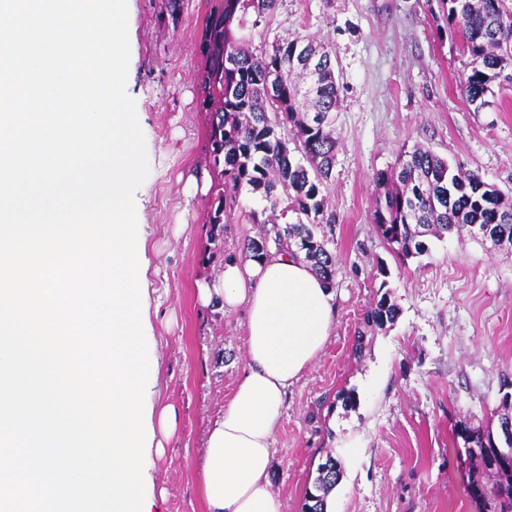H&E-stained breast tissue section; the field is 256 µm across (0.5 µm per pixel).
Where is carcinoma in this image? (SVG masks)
<instances>
[{
    "mask_svg": "<svg viewBox=\"0 0 512 512\" xmlns=\"http://www.w3.org/2000/svg\"><path fill=\"white\" fill-rule=\"evenodd\" d=\"M276 3L223 0L207 19L200 45L205 59L201 107L210 114L212 161L221 168L210 223H224L243 188L261 193L271 212L291 213L294 219L272 222L262 236L248 240L247 251L259 258L269 253L271 243L279 251L293 248L331 287L336 257L317 238L315 227L324 220L322 188L336 154L331 128L339 108L336 73L324 46L315 79L298 67L303 52L314 44L308 36L278 42L269 54L249 51L244 32L266 21ZM442 7L474 62L459 90L481 109L489 104L492 84L503 71L512 72V0H442ZM275 71L279 88L269 97L265 85ZM287 141L293 147L285 146ZM374 184L372 222L399 255L425 253L427 236L468 235L490 250L512 249V200L477 171L453 167L436 153L417 148L400 154L397 170L376 173ZM395 315V306L383 297L365 313L363 325L381 326ZM462 434L475 445L481 461L469 494L492 501L499 512H512V468L501 464L492 432L466 427ZM339 478L336 460L330 457L318 468L305 512H324V494Z\"/></svg>",
    "mask_w": 512,
    "mask_h": 512,
    "instance_id": "cac0c4a2",
    "label": "carcinoma"
}]
</instances>
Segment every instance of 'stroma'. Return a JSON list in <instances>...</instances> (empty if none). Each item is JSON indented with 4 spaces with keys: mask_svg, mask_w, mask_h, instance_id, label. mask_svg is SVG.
Instances as JSON below:
<instances>
[{
    "mask_svg": "<svg viewBox=\"0 0 512 512\" xmlns=\"http://www.w3.org/2000/svg\"><path fill=\"white\" fill-rule=\"evenodd\" d=\"M221 5L181 0L171 24L166 0H128L127 92L149 163L135 193L149 261L147 345L160 367L149 401L177 413L163 455L144 462L153 512H207L197 479L207 428L245 368L243 311L201 304L197 294L225 256L247 260V240L263 231L247 215L265 202L247 190L220 237L209 222L218 175L200 107L199 45ZM295 35L330 48L340 86L327 221L317 228L338 260L337 316L326 347L288 390L273 487L285 512H303L331 456L341 464L332 512H485L468 493L478 459L460 431L497 430L512 390V252L448 236L428 238L425 255L398 257L372 222L373 176L423 146L511 197L512 83L480 112L461 95L471 58L440 0H278L250 49L268 53ZM383 297L396 316L355 355L361 318ZM350 437L359 447H344Z\"/></svg>",
    "mask_w": 512,
    "mask_h": 512,
    "instance_id": "obj_1",
    "label": "stroma"
}]
</instances>
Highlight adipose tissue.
<instances>
[{
    "mask_svg": "<svg viewBox=\"0 0 512 512\" xmlns=\"http://www.w3.org/2000/svg\"><path fill=\"white\" fill-rule=\"evenodd\" d=\"M202 304L244 310L246 368L229 405L208 427L197 472L207 512H284L271 467L288 389L324 349L333 294L303 257L285 250L240 261L199 285Z\"/></svg>",
    "mask_w": 512,
    "mask_h": 512,
    "instance_id": "1",
    "label": "adipose tissue"
}]
</instances>
